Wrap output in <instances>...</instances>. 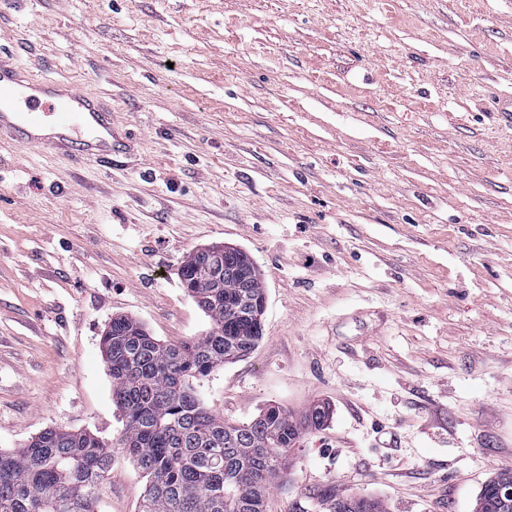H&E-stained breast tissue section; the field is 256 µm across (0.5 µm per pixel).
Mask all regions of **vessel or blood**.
<instances>
[{"label":"vessel or blood","mask_w":512,"mask_h":512,"mask_svg":"<svg viewBox=\"0 0 512 512\" xmlns=\"http://www.w3.org/2000/svg\"><path fill=\"white\" fill-rule=\"evenodd\" d=\"M77 161L106 163L131 150L104 100L75 83L0 64V137Z\"/></svg>","instance_id":"obj_1"}]
</instances>
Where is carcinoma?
Here are the masks:
<instances>
[{
  "label": "carcinoma",
  "instance_id": "carcinoma-1",
  "mask_svg": "<svg viewBox=\"0 0 512 512\" xmlns=\"http://www.w3.org/2000/svg\"><path fill=\"white\" fill-rule=\"evenodd\" d=\"M200 252L182 261L179 277L190 281L191 297L210 318L203 336L168 343L140 323L117 316L102 343L112 378V399L122 412L119 437L107 442L86 431L48 429L22 448L0 450V512H96L112 458H129L147 478L138 512H263L268 491L287 470L288 451L303 430L324 423L316 403L298 420L270 407L248 423L230 424L206 409L198 387L224 364L250 354L261 332L232 320L254 304L241 298L224 267L213 270L221 287L196 276ZM512 482L503 470L481 488L475 512H498V486ZM312 498L324 512H388L376 498L340 494L324 484Z\"/></svg>",
  "mask_w": 512,
  "mask_h": 512
}]
</instances>
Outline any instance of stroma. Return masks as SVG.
<instances>
[{"instance_id":"obj_1","label":"stroma","mask_w":512,"mask_h":512,"mask_svg":"<svg viewBox=\"0 0 512 512\" xmlns=\"http://www.w3.org/2000/svg\"><path fill=\"white\" fill-rule=\"evenodd\" d=\"M0 62L106 99L133 152L78 163L0 142V449L115 439L100 339L125 315L205 335L188 252L247 251L255 350L213 372L231 423L331 419L265 512L308 489L474 512L512 469V0H0ZM118 455L97 512H136ZM504 481L512 482V469L500 471L482 486L476 500L475 512H498L494 505L498 498V486Z\"/></svg>"}]
</instances>
